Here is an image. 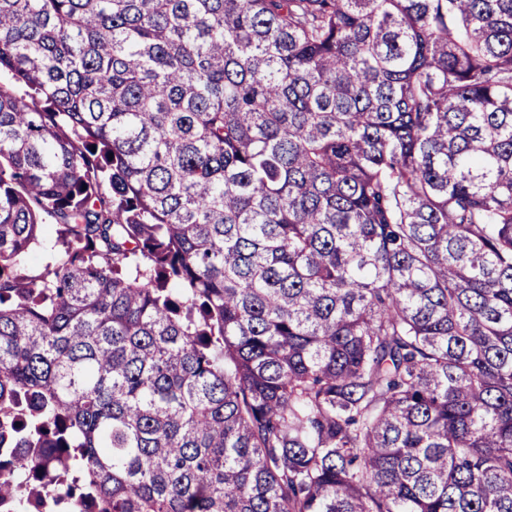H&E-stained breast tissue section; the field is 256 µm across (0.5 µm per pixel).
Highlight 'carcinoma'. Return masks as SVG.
<instances>
[{
  "mask_svg": "<svg viewBox=\"0 0 512 512\" xmlns=\"http://www.w3.org/2000/svg\"><path fill=\"white\" fill-rule=\"evenodd\" d=\"M2 448L16 512H512V0H0ZM56 233L53 226H49L48 238L37 246L26 261V271L30 275H38L51 262L58 248L55 245Z\"/></svg>",
  "mask_w": 512,
  "mask_h": 512,
  "instance_id": "1",
  "label": "carcinoma"
}]
</instances>
